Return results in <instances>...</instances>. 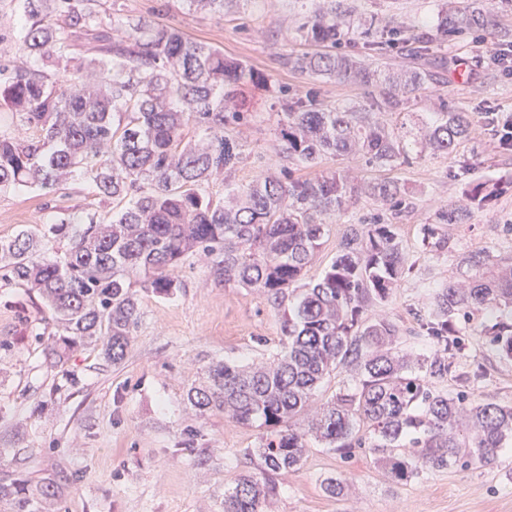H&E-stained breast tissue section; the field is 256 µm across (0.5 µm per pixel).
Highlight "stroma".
I'll use <instances>...</instances> for the list:
<instances>
[{"instance_id":"stroma-1","label":"stroma","mask_w":512,"mask_h":512,"mask_svg":"<svg viewBox=\"0 0 512 512\" xmlns=\"http://www.w3.org/2000/svg\"><path fill=\"white\" fill-rule=\"evenodd\" d=\"M123 2L125 16L177 27L188 39L272 75L275 92L243 91L251 118L247 126L230 131L242 160L227 175L225 190L282 166L273 148L282 95L312 90L325 104L336 105L379 94L378 88L337 78L305 80L284 65L287 54L305 48L294 20L306 11V0H237L221 15L185 13L178 0ZM460 2L354 0L362 19L423 32L435 27L441 8L453 11ZM483 6L498 15L497 29L468 33L427 55L391 52L381 58L390 68L420 67L436 78L432 88L411 99L408 112L389 116L393 126H416L443 106L474 113L471 133L455 151L433 154L407 133L408 163L379 168L328 156L320 165L324 171H345L368 182L393 180L407 188L413 208L396 223L395 232L414 268L387 304L372 309L405 328L424 306L425 287L458 278L466 269L465 258L478 252L493 260L512 254V150L500 149L481 118L489 108L512 113V75L488 64L495 48L512 42V9L500 0H484ZM488 179L500 181V194L474 210L469 224L449 230L447 248H426L425 227L433 223L435 211L461 201L470 183ZM96 207L90 183L80 177L50 196L3 192L0 236ZM382 211L373 198L360 195L337 213L304 271L305 280L321 275L346 225L372 222ZM178 276L182 287L173 297L140 291L139 327L121 364L81 350L70 358L64 376L41 366L38 354L24 345L29 335L47 329L48 309L38 297L23 298L21 289L0 282V339L17 342L0 353V469L11 468L13 449H30L24 476L59 483L61 512H222L225 484L256 465L247 451L257 447L258 429L220 413L194 415L186 392L215 362H258L275 351L280 317L263 291L217 284L197 258H187ZM482 320L476 313L458 324L468 360L488 369L473 396L512 405V360L475 343ZM330 475L353 483L352 496L325 494L320 480ZM278 483L280 493L268 512H512V446L493 465L433 471L395 485L363 450L346 459L315 444L301 468L281 474Z\"/></svg>"}]
</instances>
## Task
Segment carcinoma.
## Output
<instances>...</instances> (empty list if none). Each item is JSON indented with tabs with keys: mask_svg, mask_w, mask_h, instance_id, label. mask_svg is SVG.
Here are the masks:
<instances>
[{
	"mask_svg": "<svg viewBox=\"0 0 512 512\" xmlns=\"http://www.w3.org/2000/svg\"><path fill=\"white\" fill-rule=\"evenodd\" d=\"M308 2L296 22L308 42L334 48L359 38L372 54L428 51L430 37L417 31L399 38L373 24L355 29L348 0ZM183 4L191 13L224 12V0ZM21 7L25 22L13 35V56L0 55V192L48 195L79 174L99 204L84 219L59 217L0 238V280L38 294L52 313L41 365L65 375L70 352L84 345L120 363L140 319L133 285L170 298L182 288L177 268L195 256L215 282L263 290L281 319L282 339L268 360L217 362L187 391L195 413L220 412L260 430L258 447L247 452L258 458L255 471L224 489V512H264L278 494L275 476L300 469L313 440L343 456L363 449L395 484L497 461L512 441V406L472 398L468 389L487 369L456 361L455 321L484 313L478 336L512 359V255L491 265L469 257L462 278L427 291L416 331L369 313L410 271L391 223L348 225L321 277L302 282L332 218L355 193L349 174L300 179L283 166L227 197L212 192L240 160L226 129L250 116L242 89L266 90L269 76L176 27L123 16L118 0H23ZM497 25L495 15L473 8L441 16L439 30L448 36ZM32 56L43 65H28ZM285 63L308 80L338 77L386 91L345 106L312 95L285 100L277 154L305 168L326 156H359L378 167L408 161L382 115L406 111L434 82L431 72H390L332 51L290 54ZM470 127L467 112H436L420 128L421 143L446 154ZM367 192L394 219L409 207L396 182ZM497 193L474 182L464 202L439 209L438 225L427 227L431 248L446 243L439 230L469 223ZM50 243L62 248L47 258ZM405 335L425 338L430 353L402 348ZM335 371L353 384L315 404V390ZM450 376L462 391L443 387ZM321 488L337 498L351 493L340 477L324 478ZM58 497L54 480L31 486L18 474H0V502L14 512Z\"/></svg>",
	"mask_w": 512,
	"mask_h": 512,
	"instance_id": "cac0c4a2",
	"label": "carcinoma"
}]
</instances>
